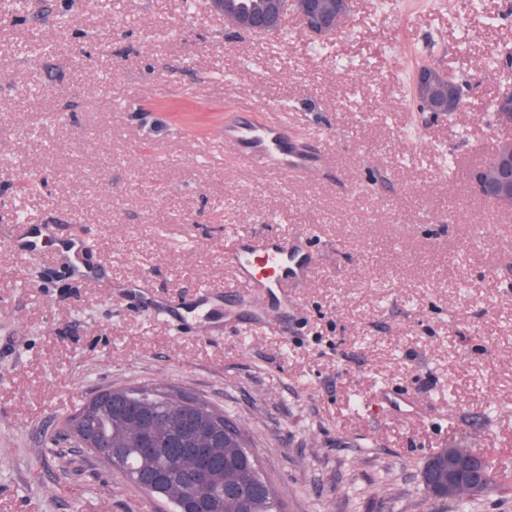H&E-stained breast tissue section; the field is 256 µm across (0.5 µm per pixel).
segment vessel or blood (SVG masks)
<instances>
[{
    "mask_svg": "<svg viewBox=\"0 0 512 512\" xmlns=\"http://www.w3.org/2000/svg\"><path fill=\"white\" fill-rule=\"evenodd\" d=\"M219 137L240 166L297 182L313 180L334 164L332 155L320 146L290 135L274 103L267 105L262 117L243 112L226 120ZM227 259L238 280L259 299L272 289L283 290L305 279L309 270V259L296 244L269 236L239 239Z\"/></svg>",
    "mask_w": 512,
    "mask_h": 512,
    "instance_id": "b4317fda",
    "label": "vessel or blood"
}]
</instances>
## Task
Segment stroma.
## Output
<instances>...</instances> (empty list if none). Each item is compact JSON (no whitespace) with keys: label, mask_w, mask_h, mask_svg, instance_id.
Returning <instances> with one entry per match:
<instances>
[{"label":"stroma","mask_w":512,"mask_h":512,"mask_svg":"<svg viewBox=\"0 0 512 512\" xmlns=\"http://www.w3.org/2000/svg\"><path fill=\"white\" fill-rule=\"evenodd\" d=\"M511 53L512 0H356L327 41L234 33L209 0H0V512H167L51 444L142 383L244 426L287 512H431L425 457L512 462V210L467 178L507 135L486 106ZM425 64L463 111L418 110ZM272 99L333 171L277 181L214 138ZM14 224L48 232L29 254ZM238 233L310 253L263 324Z\"/></svg>","instance_id":"35a3bbf8"}]
</instances>
